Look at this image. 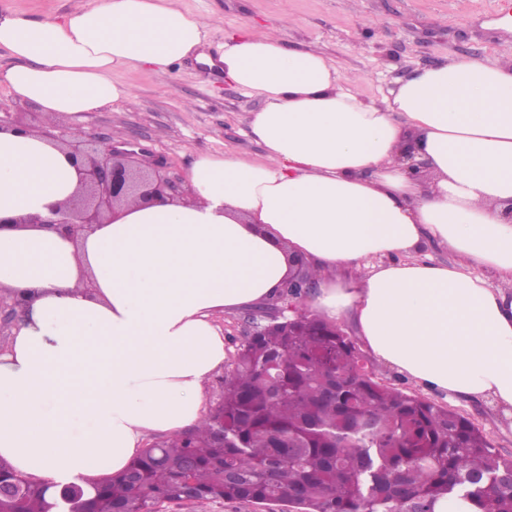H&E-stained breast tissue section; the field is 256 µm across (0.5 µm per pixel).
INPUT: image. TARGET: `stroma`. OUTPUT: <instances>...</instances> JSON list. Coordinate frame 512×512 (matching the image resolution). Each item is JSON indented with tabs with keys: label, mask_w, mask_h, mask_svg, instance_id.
<instances>
[{
	"label": "stroma",
	"mask_w": 512,
	"mask_h": 512,
	"mask_svg": "<svg viewBox=\"0 0 512 512\" xmlns=\"http://www.w3.org/2000/svg\"><path fill=\"white\" fill-rule=\"evenodd\" d=\"M210 26L204 47L212 55L224 37L243 29L282 26L289 47L323 53L339 69L361 73L365 98L387 94L419 67L452 57L492 63L512 58V18L494 13V0H179ZM130 99L104 112L63 114L50 127L67 135L80 129L112 132L138 143L146 157L166 161L169 177L184 179L193 157L226 153L261 160L264 147L248 131L262 102L225 80L220 66L196 58L176 64L170 75L147 68L118 70ZM433 402L479 427L493 448L512 456V436L482 401L459 403L440 395Z\"/></svg>",
	"instance_id": "obj_1"
}]
</instances>
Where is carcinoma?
<instances>
[{
    "label": "carcinoma",
    "mask_w": 512,
    "mask_h": 512,
    "mask_svg": "<svg viewBox=\"0 0 512 512\" xmlns=\"http://www.w3.org/2000/svg\"><path fill=\"white\" fill-rule=\"evenodd\" d=\"M354 342L314 314L249 336L222 402L195 429L148 446L96 494L55 503L29 482L0 512H159L164 503L269 502L300 512H434L448 496L512 512L496 483L512 458L465 416L358 369Z\"/></svg>",
    "instance_id": "cac0c4a2"
}]
</instances>
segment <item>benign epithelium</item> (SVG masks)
Masks as SVG:
<instances>
[{
  "instance_id": "7a95c632",
  "label": "benign epithelium",
  "mask_w": 512,
  "mask_h": 512,
  "mask_svg": "<svg viewBox=\"0 0 512 512\" xmlns=\"http://www.w3.org/2000/svg\"><path fill=\"white\" fill-rule=\"evenodd\" d=\"M80 137L81 133L75 132L71 139H61L62 146L74 159L78 174L74 195L50 206L44 217L31 215L15 221L17 226L53 229L77 240L93 225L116 220L125 204L146 207L168 202L179 195L175 183L163 175V165L156 164L148 171L138 165L137 158L142 151L137 149L136 143L117 140L110 134L86 142ZM403 160L413 176L426 166L425 161L416 159V145L411 139L405 143ZM315 288L309 263L301 257L292 259L278 297L259 310L265 319L262 330H273L304 317V301Z\"/></svg>"
}]
</instances>
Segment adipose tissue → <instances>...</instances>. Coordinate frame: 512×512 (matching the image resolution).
Returning a JSON list of instances; mask_svg holds the SVG:
<instances>
[{"label":"adipose tissue","mask_w":512,"mask_h":512,"mask_svg":"<svg viewBox=\"0 0 512 512\" xmlns=\"http://www.w3.org/2000/svg\"><path fill=\"white\" fill-rule=\"evenodd\" d=\"M208 28L175 0H98L63 18H0L10 93L60 114L128 99L114 71L204 60ZM225 77L262 97L265 157L202 154L175 203L124 207L74 241L13 219L75 191L69 154L0 131V287L29 303L0 352V460L52 489L126 470L151 434L197 426L224 368L217 315L274 300L287 252L309 259L313 306L350 318L382 367L512 432V62L446 59L381 101L277 32L225 40ZM426 166L410 176L406 134ZM452 263L418 258L422 240Z\"/></svg>","instance_id":"1"}]
</instances>
